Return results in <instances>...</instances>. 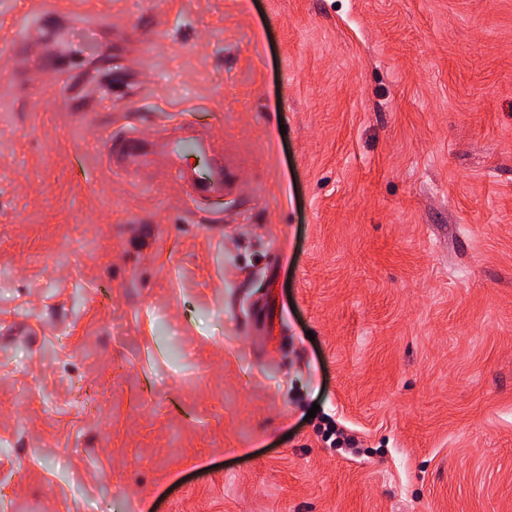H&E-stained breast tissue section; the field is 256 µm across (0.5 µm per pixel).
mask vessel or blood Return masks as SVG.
I'll list each match as a JSON object with an SVG mask.
<instances>
[{"instance_id": "obj_1", "label": "vessel or blood", "mask_w": 512, "mask_h": 512, "mask_svg": "<svg viewBox=\"0 0 512 512\" xmlns=\"http://www.w3.org/2000/svg\"><path fill=\"white\" fill-rule=\"evenodd\" d=\"M191 154L200 158V166L188 164L187 157ZM147 162L163 170L176 171L182 184L197 198L221 197L239 187L236 159L212 154L209 137L184 123L174 126L171 134L160 141L129 134L113 142V172L134 173Z\"/></svg>"}]
</instances>
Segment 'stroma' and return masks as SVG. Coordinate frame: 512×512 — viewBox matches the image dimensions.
I'll return each instance as SVG.
<instances>
[{"mask_svg":"<svg viewBox=\"0 0 512 512\" xmlns=\"http://www.w3.org/2000/svg\"><path fill=\"white\" fill-rule=\"evenodd\" d=\"M2 26L0 512H512V0ZM181 114L242 194L113 173Z\"/></svg>","mask_w":512,"mask_h":512,"instance_id":"stroma-1","label":"stroma"}]
</instances>
